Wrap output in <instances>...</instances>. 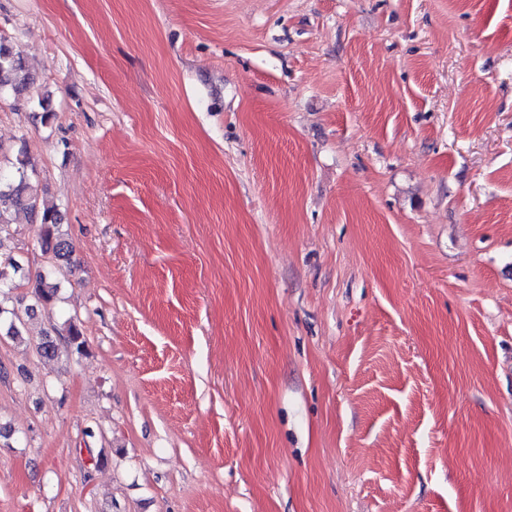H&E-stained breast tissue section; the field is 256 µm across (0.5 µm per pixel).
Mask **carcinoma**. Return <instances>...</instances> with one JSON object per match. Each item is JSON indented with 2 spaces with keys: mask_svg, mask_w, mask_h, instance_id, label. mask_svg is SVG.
I'll return each instance as SVG.
<instances>
[{
  "mask_svg": "<svg viewBox=\"0 0 512 512\" xmlns=\"http://www.w3.org/2000/svg\"><path fill=\"white\" fill-rule=\"evenodd\" d=\"M31 83V76L22 58L17 56L8 44L0 41V94L11 92L20 95ZM14 168L15 174L11 178H0V227L9 223L11 211L15 209L41 213L42 250L52 255V258L63 261V264L53 271L37 276L32 285V295L36 301L46 305L53 301L58 292L55 276L62 273L65 268L71 269L73 245L60 231L57 211L40 198L32 185L28 175L31 163L26 154L21 153L16 157ZM10 268L16 270L18 265L9 260L6 266H0V295H7L16 287L8 272ZM55 334L58 339L54 340L47 335L40 343L38 350L41 355L51 358L61 351L79 355L87 353L86 340L76 322H67L62 329L55 331Z\"/></svg>",
  "mask_w": 512,
  "mask_h": 512,
  "instance_id": "obj_1",
  "label": "carcinoma"
}]
</instances>
